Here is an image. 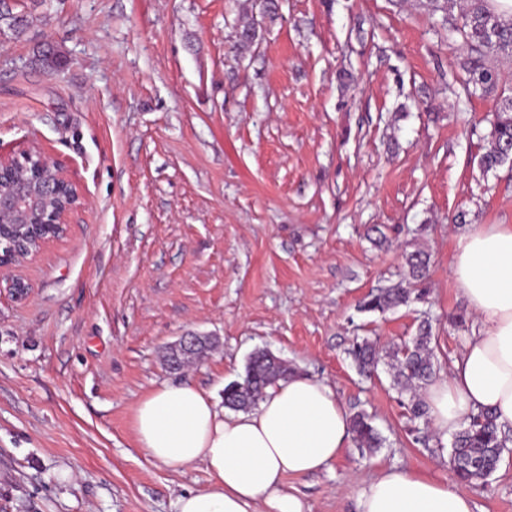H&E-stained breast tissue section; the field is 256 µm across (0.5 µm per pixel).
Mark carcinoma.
<instances>
[{
  "instance_id": "1",
  "label": "carcinoma",
  "mask_w": 512,
  "mask_h": 512,
  "mask_svg": "<svg viewBox=\"0 0 512 512\" xmlns=\"http://www.w3.org/2000/svg\"><path fill=\"white\" fill-rule=\"evenodd\" d=\"M490 2L492 0H463L456 17L451 15L450 0H424L421 3L428 14H442L441 27L446 39L450 42L459 40L467 49L464 91L468 96L496 92L500 75L491 61L512 57V15L504 16ZM2 23L6 24L16 39L22 38L28 28L25 17L14 15L8 10L0 11ZM258 37L259 31L254 21L249 20L239 25V44L252 45ZM34 57L42 67L50 70L57 69L62 63L60 54L51 46L39 48ZM487 139L488 147L480 158V166L489 171L512 158V93L503 94L497 100ZM406 266L407 286L381 288L369 294L360 309L383 313L412 300H424L426 292L419 284L428 274V254L421 250L409 253ZM433 339L432 318L427 316L421 320L418 334L410 342L385 352L394 370V384L400 390L410 393L409 411L414 419L428 417V407L419 397L418 389L433 382L440 373V366L434 362ZM348 354L360 372L368 376L374 374L380 361L375 343L369 340L357 342ZM289 375L291 370L288 366L258 351L250 357L243 380L234 381L224 388V404L238 410H248L256 406L267 386ZM351 430L358 447L371 453L381 447L382 440L367 414H353ZM508 441L506 431L496 423L492 413L481 411L471 416L457 434L449 457V465L458 481L466 484L490 477L508 450Z\"/></svg>"
}]
</instances>
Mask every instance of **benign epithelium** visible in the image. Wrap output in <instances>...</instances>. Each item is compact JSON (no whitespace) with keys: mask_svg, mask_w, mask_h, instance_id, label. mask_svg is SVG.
Here are the masks:
<instances>
[{"mask_svg":"<svg viewBox=\"0 0 512 512\" xmlns=\"http://www.w3.org/2000/svg\"><path fill=\"white\" fill-rule=\"evenodd\" d=\"M83 201L79 185L40 148L33 146L17 156L0 153V218L12 219L8 224L0 222V234H12L0 252V268L19 264L45 244L65 237ZM209 342L208 336L188 334L172 349L191 354Z\"/></svg>","mask_w":512,"mask_h":512,"instance_id":"benign-epithelium-1","label":"benign epithelium"}]
</instances>
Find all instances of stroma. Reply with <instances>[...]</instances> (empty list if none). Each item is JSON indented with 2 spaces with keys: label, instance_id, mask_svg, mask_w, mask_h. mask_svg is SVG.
Listing matches in <instances>:
<instances>
[{
  "label": "stroma",
  "instance_id": "stroma-1",
  "mask_svg": "<svg viewBox=\"0 0 512 512\" xmlns=\"http://www.w3.org/2000/svg\"><path fill=\"white\" fill-rule=\"evenodd\" d=\"M0 152L44 148L86 206L69 236L6 269L0 293V512H176L203 488L138 447L134 414L161 385L223 402L251 354L327 381L384 445L288 475L309 512H357L394 467L453 480L452 444L411 422L387 363L361 375L362 339L398 345L437 317L449 372L481 323L451 263L477 224H512V163L483 172L490 97L459 99L466 54L417 0H6ZM259 23L258 41L235 30ZM49 42L65 63L33 62ZM429 254L425 301L364 312ZM218 350L183 370L165 346ZM473 512H512V462L469 485Z\"/></svg>",
  "mask_w": 512,
  "mask_h": 512
}]
</instances>
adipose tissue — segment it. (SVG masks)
Returning a JSON list of instances; mask_svg holds the SVG:
<instances>
[{
    "instance_id": "obj_1",
    "label": "adipose tissue",
    "mask_w": 512,
    "mask_h": 512,
    "mask_svg": "<svg viewBox=\"0 0 512 512\" xmlns=\"http://www.w3.org/2000/svg\"><path fill=\"white\" fill-rule=\"evenodd\" d=\"M454 282L483 328L448 376L427 390L437 435L491 411L512 428V225L478 224L457 243ZM144 455L180 471L203 465L207 485L180 496L178 512H308L285 475L323 469L350 445V415L324 381L295 374L268 387L250 411L218 408L191 383L166 385L135 411ZM358 512H473L465 490L406 470L374 478Z\"/></svg>"
}]
</instances>
